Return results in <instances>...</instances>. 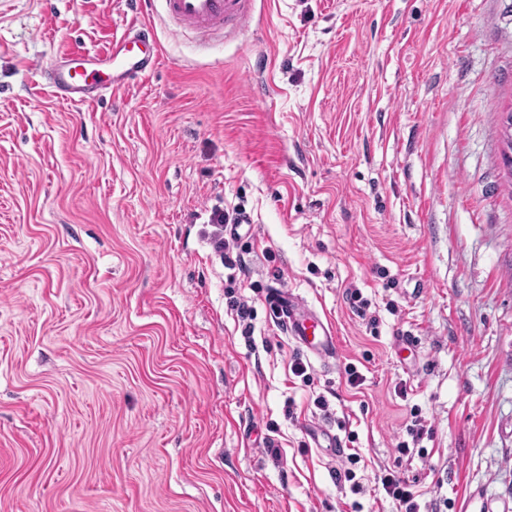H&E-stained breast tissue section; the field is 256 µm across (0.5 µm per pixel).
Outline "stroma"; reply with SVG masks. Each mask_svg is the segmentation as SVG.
<instances>
[{"label":"stroma","instance_id":"35a3bbf8","mask_svg":"<svg viewBox=\"0 0 512 512\" xmlns=\"http://www.w3.org/2000/svg\"><path fill=\"white\" fill-rule=\"evenodd\" d=\"M129 19L0 0V512H396L415 414L420 504L512 512V0H255L206 49L156 22L157 70L100 102L38 88ZM216 210L249 219L226 252ZM269 305L278 324L296 342L314 353L331 357L336 353V332L331 323L326 324L285 288H273ZM396 452L398 455L394 460L393 468H384L376 479L385 494L395 502L398 512H421V506L417 501V498L421 496L416 490L417 478L413 477L410 480L409 476H405L401 470L404 457H407V461L412 458L411 449L408 444L401 442L396 448ZM459 512H493L486 493L479 487L467 488L460 498Z\"/></svg>","mask_w":512,"mask_h":512}]
</instances>
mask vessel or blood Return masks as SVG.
<instances>
[{"mask_svg":"<svg viewBox=\"0 0 512 512\" xmlns=\"http://www.w3.org/2000/svg\"><path fill=\"white\" fill-rule=\"evenodd\" d=\"M162 2L165 18L172 24V35L193 33L201 42L234 33L251 19L254 0H128L133 19L123 33L113 37L107 51L92 53L71 50L79 67L34 64L42 87L55 100L94 103L105 93L124 89L152 74L160 60L154 32L155 2ZM269 305L278 324L296 342L314 353L331 357L336 353V332L314 311L303 308L285 288L273 289ZM460 512H493L486 493L467 488L460 498Z\"/></svg>","mask_w":512,"mask_h":512,"instance_id":"vessel-or-blood-1","label":"vessel or blood"}]
</instances>
